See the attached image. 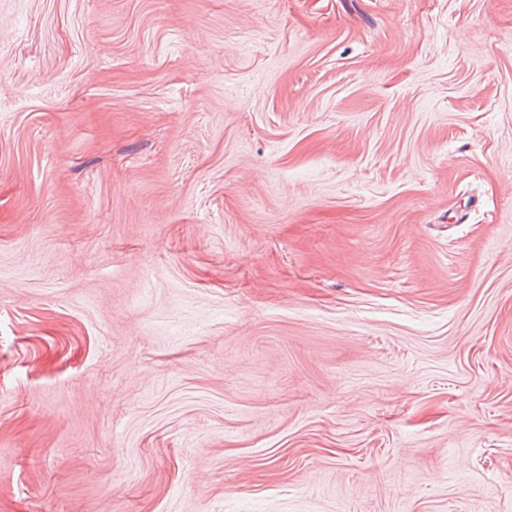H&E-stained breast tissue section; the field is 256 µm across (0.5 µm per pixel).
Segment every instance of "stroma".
Returning <instances> with one entry per match:
<instances>
[{
	"mask_svg": "<svg viewBox=\"0 0 512 512\" xmlns=\"http://www.w3.org/2000/svg\"><path fill=\"white\" fill-rule=\"evenodd\" d=\"M0 512H512V0H0Z\"/></svg>",
	"mask_w": 512,
	"mask_h": 512,
	"instance_id": "35a3bbf8",
	"label": "stroma"
}]
</instances>
